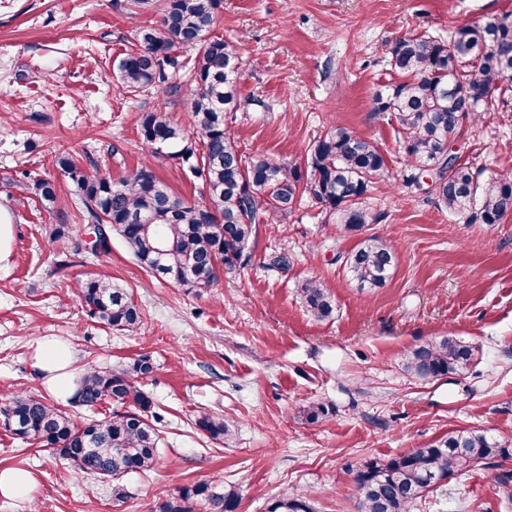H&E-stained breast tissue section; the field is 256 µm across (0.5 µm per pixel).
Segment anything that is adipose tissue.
Wrapping results in <instances>:
<instances>
[{
    "label": "adipose tissue",
    "instance_id": "1",
    "mask_svg": "<svg viewBox=\"0 0 512 512\" xmlns=\"http://www.w3.org/2000/svg\"><path fill=\"white\" fill-rule=\"evenodd\" d=\"M76 363L70 343L47 335L36 340L32 369L55 397L65 400L74 395L79 378Z\"/></svg>",
    "mask_w": 512,
    "mask_h": 512
}]
</instances>
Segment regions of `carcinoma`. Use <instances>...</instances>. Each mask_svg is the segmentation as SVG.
Here are the masks:
<instances>
[{"mask_svg": "<svg viewBox=\"0 0 512 512\" xmlns=\"http://www.w3.org/2000/svg\"><path fill=\"white\" fill-rule=\"evenodd\" d=\"M130 14L155 11L158 19L136 27L137 48L117 65V88L129 93L145 90L163 79L175 65L172 49L198 48L191 67L188 124L172 122L161 111L145 112L140 138L148 159L162 154L177 159L202 179L208 203L188 202L168 192L150 164L129 172L119 182L88 174L80 160L68 155L60 170L80 189L86 224L72 228L95 236V252L112 250L117 234L143 268L165 276L180 273V284L204 290L219 274L233 275L246 264L244 252L255 238L260 215H286L303 195L312 197L334 223L361 232L376 223L367 203L374 176L388 166L385 153L372 140L337 126L314 144L308 169L280 164L262 155L245 157L231 137L227 120L260 101L239 88L237 43L212 36L222 0H131ZM498 41L512 43V21L490 18L448 32V37L405 35L389 48L393 80L372 97V111L390 116L402 137L411 184L419 174L431 178L430 192L438 202L468 224H499L512 214V172L480 180L472 165L448 150V139L474 128L485 112L484 96L512 93V57L496 58ZM469 94L463 112L452 88ZM33 190L48 205L58 201L54 182L37 180ZM396 265L392 242L373 234L362 239L346 260V273L361 288L386 285ZM307 310L317 319L331 317L335 301L330 289L316 278L299 288ZM75 297L87 315L112 330L134 333L142 312L123 288L98 277L77 283ZM473 349L453 337L423 343L405 355V368L421 379L456 375L468 368ZM156 371L150 356L141 355L124 368H90L83 373L70 405L90 411L102 404L116 408L100 418L78 421L43 397L22 390L0 391V420L12 434L55 453L81 473L112 480V493L121 494L119 481L153 469L159 435L153 399L142 388ZM196 427L210 438L226 442L233 426L221 416L201 413ZM512 438L462 430L440 437L424 448L388 460L365 463L354 476L359 512H409L422 495L448 476L499 457L512 455ZM239 496L220 483L199 482L184 487L160 506V512H235ZM268 512H313L302 492H286L272 501Z\"/></svg>", "mask_w": 512, "mask_h": 512, "instance_id": "obj_1", "label": "carcinoma"}]
</instances>
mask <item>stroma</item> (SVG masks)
Returning <instances> with one entry per match:
<instances>
[{
    "label": "stroma",
    "mask_w": 512,
    "mask_h": 512,
    "mask_svg": "<svg viewBox=\"0 0 512 512\" xmlns=\"http://www.w3.org/2000/svg\"><path fill=\"white\" fill-rule=\"evenodd\" d=\"M127 0H0V206L14 224L11 262L0 269V389H45L35 379L36 337L69 341L79 370L125 366L150 355L144 389L161 419L155 468L121 481L122 497L67 461L0 429V469L38 479L32 500L0 498V512H159L201 481L234 486L236 512H268L283 492H310L314 512H358L356 471L463 429L512 435V215L467 224L440 205L421 175L406 184L403 151L371 97L390 80L389 45L406 34H447L512 16V0H223L215 36L237 42L240 87L260 103L228 129L240 151L306 165L316 140L344 125L377 143L388 168L370 191L397 264L385 287L358 288L345 261L357 234L330 223L303 196L288 215L263 213L250 260L237 274L196 291L144 270L120 237L96 255L84 237H57L81 224L75 184L55 162L89 154L97 175L119 181L140 167L142 113L187 120L195 53L173 48L176 64L147 91H119L117 64L134 46ZM453 151L487 172L512 171V96L492 93L478 130ZM157 178L190 202L206 201L201 179L170 158ZM55 182L59 206L45 208L35 180ZM287 252L290 266L269 268ZM94 274L132 294L144 318L124 335L90 319L73 294ZM327 283L336 301L320 320L299 288ZM451 336L475 349L461 375L421 379L404 355ZM320 403L328 413L310 421ZM233 422L230 444L196 428L199 413ZM411 512H512V456L455 475Z\"/></svg>",
    "instance_id": "obj_1"
}]
</instances>
